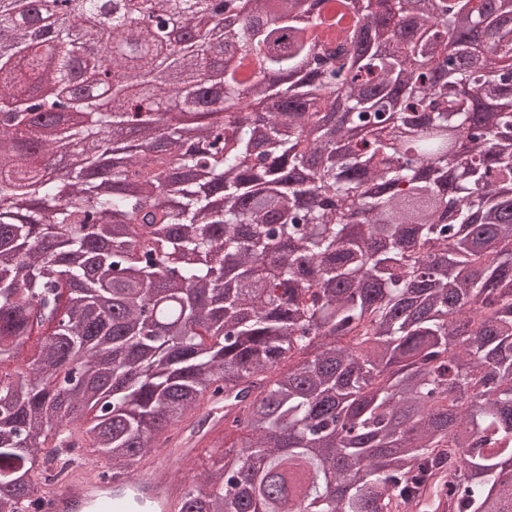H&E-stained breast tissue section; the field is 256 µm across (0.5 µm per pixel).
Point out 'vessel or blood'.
I'll return each instance as SVG.
<instances>
[{
    "label": "vessel or blood",
    "instance_id": "1",
    "mask_svg": "<svg viewBox=\"0 0 512 512\" xmlns=\"http://www.w3.org/2000/svg\"><path fill=\"white\" fill-rule=\"evenodd\" d=\"M204 434H171L137 475H102L75 469L63 486L41 494L38 512H179V494L186 486L174 474L188 455L207 444Z\"/></svg>",
    "mask_w": 512,
    "mask_h": 512
}]
</instances>
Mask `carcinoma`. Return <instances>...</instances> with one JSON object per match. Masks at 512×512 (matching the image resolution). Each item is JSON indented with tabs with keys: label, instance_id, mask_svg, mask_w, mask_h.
<instances>
[{
	"label": "carcinoma",
	"instance_id": "1",
	"mask_svg": "<svg viewBox=\"0 0 512 512\" xmlns=\"http://www.w3.org/2000/svg\"><path fill=\"white\" fill-rule=\"evenodd\" d=\"M33 2L0 0V168L99 152L32 208L0 182V512L182 427V512H429L439 474L512 512V0H116L109 112L96 29L29 62ZM99 149L97 145L91 142L75 143L68 147L65 152L60 154L55 151L51 154L42 156L39 174L57 175L62 166L67 165L70 168L83 165L86 160L97 153Z\"/></svg>",
	"mask_w": 512,
	"mask_h": 512
}]
</instances>
